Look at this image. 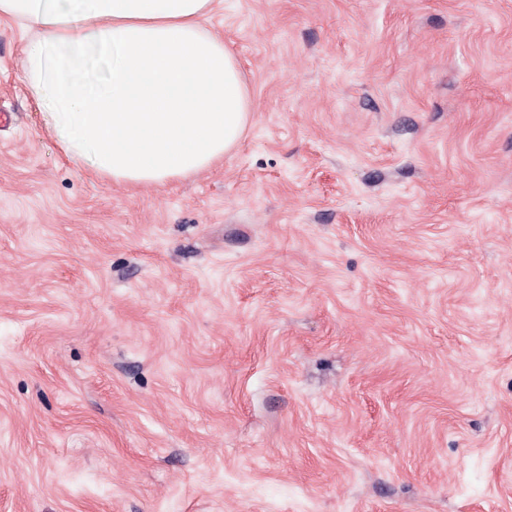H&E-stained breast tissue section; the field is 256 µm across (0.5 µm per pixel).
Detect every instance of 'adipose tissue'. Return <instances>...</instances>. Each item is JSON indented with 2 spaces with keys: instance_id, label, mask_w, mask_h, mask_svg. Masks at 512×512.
<instances>
[{
  "instance_id": "adipose-tissue-1",
  "label": "adipose tissue",
  "mask_w": 512,
  "mask_h": 512,
  "mask_svg": "<svg viewBox=\"0 0 512 512\" xmlns=\"http://www.w3.org/2000/svg\"><path fill=\"white\" fill-rule=\"evenodd\" d=\"M215 0H0L60 150L102 180L163 185L239 142L253 105Z\"/></svg>"
}]
</instances>
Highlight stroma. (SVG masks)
Returning a JSON list of instances; mask_svg holds the SVG:
<instances>
[{
	"label": "stroma",
	"instance_id": "obj_1",
	"mask_svg": "<svg viewBox=\"0 0 512 512\" xmlns=\"http://www.w3.org/2000/svg\"><path fill=\"white\" fill-rule=\"evenodd\" d=\"M251 124L90 176L0 21V512H512V0H223Z\"/></svg>",
	"mask_w": 512,
	"mask_h": 512
}]
</instances>
